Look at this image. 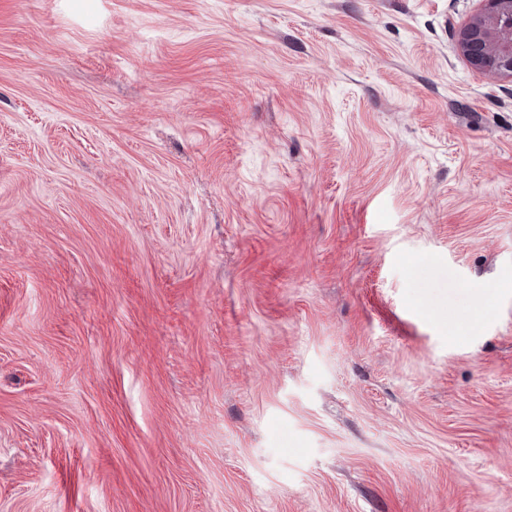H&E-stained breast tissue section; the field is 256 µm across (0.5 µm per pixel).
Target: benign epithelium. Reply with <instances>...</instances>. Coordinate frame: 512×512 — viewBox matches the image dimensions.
<instances>
[{
	"mask_svg": "<svg viewBox=\"0 0 512 512\" xmlns=\"http://www.w3.org/2000/svg\"><path fill=\"white\" fill-rule=\"evenodd\" d=\"M483 2L481 12L460 29L458 49L481 74L512 79V0Z\"/></svg>",
	"mask_w": 512,
	"mask_h": 512,
	"instance_id": "1",
	"label": "benign epithelium"
}]
</instances>
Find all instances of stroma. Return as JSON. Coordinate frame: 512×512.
I'll return each mask as SVG.
<instances>
[{
  "mask_svg": "<svg viewBox=\"0 0 512 512\" xmlns=\"http://www.w3.org/2000/svg\"><path fill=\"white\" fill-rule=\"evenodd\" d=\"M481 6L0 0V512H512Z\"/></svg>",
  "mask_w": 512,
  "mask_h": 512,
  "instance_id": "35a3bbf8",
  "label": "stroma"
}]
</instances>
